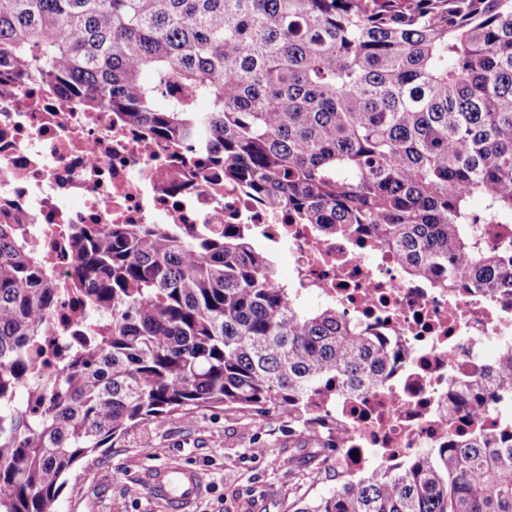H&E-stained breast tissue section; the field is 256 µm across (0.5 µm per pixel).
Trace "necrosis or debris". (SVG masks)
Returning <instances> with one entry per match:
<instances>
[{"label":"necrosis or debris","instance_id":"4bbe7bcc","mask_svg":"<svg viewBox=\"0 0 512 512\" xmlns=\"http://www.w3.org/2000/svg\"><path fill=\"white\" fill-rule=\"evenodd\" d=\"M204 154H176L119 114L91 112L28 78L0 93V217H33V240L59 281L69 282L79 245L65 224H175L187 236L255 224L288 246L300 294H314L376 329L399 351L383 389L340 399L355 447L335 461L355 475L384 461L442 447L444 410L488 364L512 348V296L450 293L403 276L372 234L319 235L287 209L253 203L209 183Z\"/></svg>","mask_w":512,"mask_h":512}]
</instances>
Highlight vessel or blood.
<instances>
[{"mask_svg": "<svg viewBox=\"0 0 512 512\" xmlns=\"http://www.w3.org/2000/svg\"><path fill=\"white\" fill-rule=\"evenodd\" d=\"M148 487L167 512H191L202 493L203 479L192 467L167 463L149 471Z\"/></svg>", "mask_w": 512, "mask_h": 512, "instance_id": "obj_1", "label": "vessel or blood"}]
</instances>
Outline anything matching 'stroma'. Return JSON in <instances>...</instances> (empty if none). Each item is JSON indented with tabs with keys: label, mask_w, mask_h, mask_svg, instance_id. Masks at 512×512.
Wrapping results in <instances>:
<instances>
[{
	"label": "stroma",
	"mask_w": 512,
	"mask_h": 512,
	"mask_svg": "<svg viewBox=\"0 0 512 512\" xmlns=\"http://www.w3.org/2000/svg\"><path fill=\"white\" fill-rule=\"evenodd\" d=\"M177 461L206 487L195 512H291L302 496L336 484L318 442L288 431L286 417L199 409L162 424L142 423L72 471L53 512H164L151 495L149 468ZM318 481L306 480L308 472Z\"/></svg>",
	"instance_id": "obj_1"
}]
</instances>
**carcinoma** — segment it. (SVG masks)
<instances>
[{
    "instance_id": "carcinoma-1",
    "label": "carcinoma",
    "mask_w": 512,
    "mask_h": 512,
    "mask_svg": "<svg viewBox=\"0 0 512 512\" xmlns=\"http://www.w3.org/2000/svg\"><path fill=\"white\" fill-rule=\"evenodd\" d=\"M30 72L208 152L224 181L325 236L370 227L409 279L512 295V0H0V91ZM64 231L87 242L89 322L67 364L40 371L60 288L26 224L0 220V512H51L79 462L198 408L277 413L329 459L349 446L329 409L381 389L396 351L333 303L302 311L248 225ZM496 390L512 392V350L447 422ZM293 512H512V418L338 473Z\"/></svg>"
}]
</instances>
